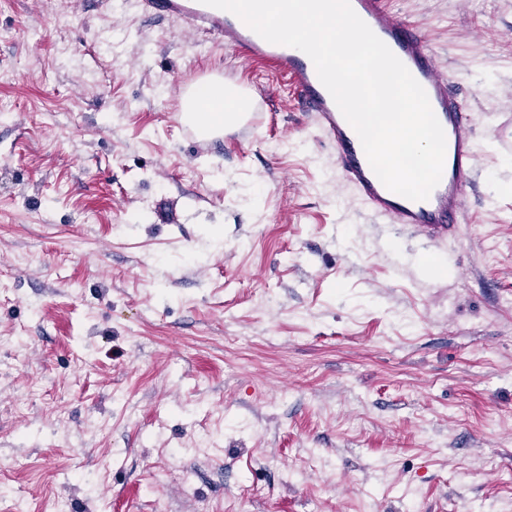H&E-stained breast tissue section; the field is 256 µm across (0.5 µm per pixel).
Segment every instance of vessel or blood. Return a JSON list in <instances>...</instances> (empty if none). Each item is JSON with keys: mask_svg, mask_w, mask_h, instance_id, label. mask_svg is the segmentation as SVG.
<instances>
[{"mask_svg": "<svg viewBox=\"0 0 512 512\" xmlns=\"http://www.w3.org/2000/svg\"><path fill=\"white\" fill-rule=\"evenodd\" d=\"M351 5L424 88L444 130L443 173L427 199H407L379 180L357 133L303 51L267 42L233 13L202 4L201 0H139L143 14L176 21L182 33L210 36L225 49L284 75L294 97L311 113L317 131L333 147L342 183L371 218L398 226L426 246L455 239L465 217L480 155L468 106L453 92L449 75L441 69L430 41L414 22L393 13L388 0H351ZM242 96L247 103L245 111L232 113L224 123L225 136L241 142L253 136L263 123L267 106L266 92L259 85L244 87Z\"/></svg>", "mask_w": 512, "mask_h": 512, "instance_id": "vessel-or-blood-1", "label": "vessel or blood"}]
</instances>
